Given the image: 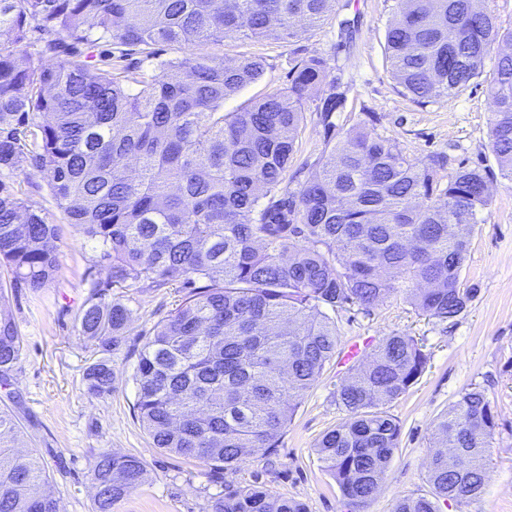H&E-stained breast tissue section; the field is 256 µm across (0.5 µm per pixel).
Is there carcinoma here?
I'll return each instance as SVG.
<instances>
[{
    "label": "carcinoma",
    "instance_id": "1",
    "mask_svg": "<svg viewBox=\"0 0 512 512\" xmlns=\"http://www.w3.org/2000/svg\"><path fill=\"white\" fill-rule=\"evenodd\" d=\"M335 4L0 0V169L39 173L99 251L108 278L91 284L78 322L102 351L121 342L132 320L108 291L147 280L184 292L139 352L135 408L155 447L206 463L216 477L275 447L336 355V324L321 308L368 310L402 293L450 322L478 292L464 286L460 270L490 204L492 169L462 168L444 185L445 157H408L369 128L368 114L325 147V161L291 192L284 183L307 95L323 90L315 112L328 127L345 100L332 58L291 59L288 86L228 114L224 100L264 74L261 58L227 62L191 51L160 59L159 47L171 43L292 41ZM34 55L56 63L22 65ZM385 59L418 105L482 80L493 103L488 147L512 179V29L499 27L487 0H398ZM58 249L57 225L0 183V264L14 281L41 291L59 271ZM22 348L15 322L0 314L1 376ZM427 364L414 337L393 333L337 391L347 418L316 453L354 504L373 500L398 448L400 424L382 407L406 394ZM85 379L91 394L111 392V362H95ZM495 428L484 391L464 390L431 432L432 495L400 497L393 512H440L441 499L478 497ZM146 478L137 457L99 454L91 470L96 512H116ZM0 512H59L44 469L20 450L19 427L5 411ZM208 512L307 509L252 486L212 498Z\"/></svg>",
    "mask_w": 512,
    "mask_h": 512
}]
</instances>
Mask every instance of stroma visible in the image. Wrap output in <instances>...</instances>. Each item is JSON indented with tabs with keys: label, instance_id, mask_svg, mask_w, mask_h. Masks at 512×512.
Returning a JSON list of instances; mask_svg holds the SVG:
<instances>
[{
	"label": "stroma",
	"instance_id": "1",
	"mask_svg": "<svg viewBox=\"0 0 512 512\" xmlns=\"http://www.w3.org/2000/svg\"><path fill=\"white\" fill-rule=\"evenodd\" d=\"M396 0H338L324 21L301 39L288 42L227 39L199 46L202 54L232 60L243 53L261 57L260 80L224 101V109L285 87L289 59L335 55L347 101L325 127L307 99L299 162L288 173L296 190L317 163L326 143H335L361 116L375 112V131L396 140L406 155L423 160L441 153L444 176L462 168L495 167L488 149L493 105L485 85L427 105L413 103L392 79L385 60L384 36L396 14ZM10 191L47 213L59 228V271L48 288L32 292L0 268V287L9 300L0 313L10 317L24 338L19 362L0 383V409L11 412L45 469L59 512H95L90 470L102 452L139 458L146 482L127 496L117 512H206L211 497L242 487L262 486L276 496L303 502L308 512H392L397 498L429 493L427 466L433 449L429 436L436 418L471 386L489 400L497 427L486 457L487 482L480 497L442 503L441 512H512V182L495 178L491 202L479 215L462 268L466 285L477 294L455 322H442L413 307L403 296L370 311L349 306L332 312L339 349L354 341L373 347L393 333L413 336L429 356L425 372L404 396L387 407L401 426L377 496L364 506L351 504L316 454L322 435L345 413L336 391L348 378L340 358L327 364L303 397L291 423L273 450H260L212 479L202 462L156 448L134 408V373L138 353L157 322L171 314L181 294L175 287L154 288L137 281L124 288L132 321L122 342L113 347L112 391L89 393L85 372L100 357L95 342L83 337L77 318L91 295V281L103 282L107 270L97 252L57 208L39 174L0 171Z\"/></svg>",
	"mask_w": 512,
	"mask_h": 512
}]
</instances>
